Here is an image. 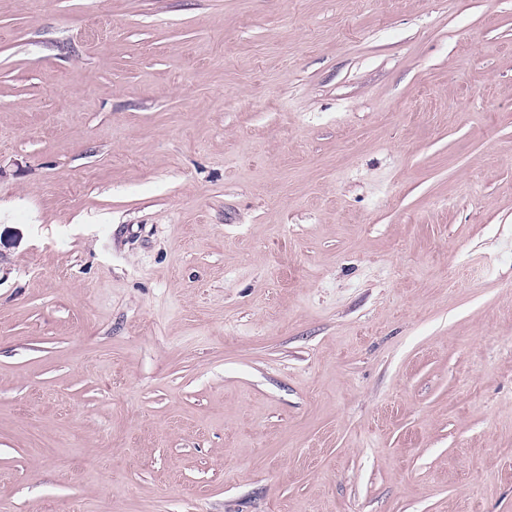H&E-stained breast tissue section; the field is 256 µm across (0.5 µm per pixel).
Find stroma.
<instances>
[{
    "label": "stroma",
    "mask_w": 512,
    "mask_h": 512,
    "mask_svg": "<svg viewBox=\"0 0 512 512\" xmlns=\"http://www.w3.org/2000/svg\"><path fill=\"white\" fill-rule=\"evenodd\" d=\"M512 512V0H0V512Z\"/></svg>",
    "instance_id": "1"
}]
</instances>
